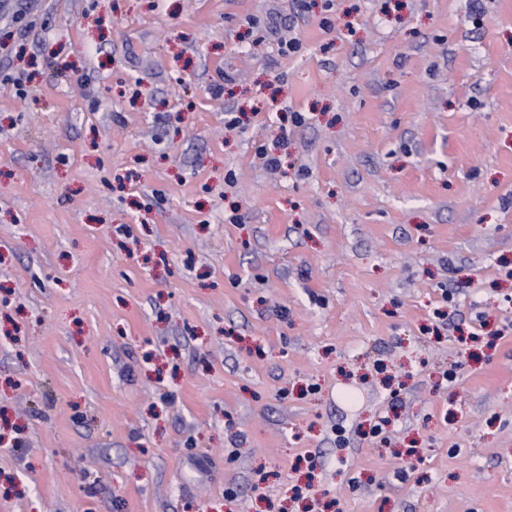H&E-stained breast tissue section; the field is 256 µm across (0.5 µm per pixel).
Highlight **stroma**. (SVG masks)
I'll return each mask as SVG.
<instances>
[{
    "instance_id": "stroma-1",
    "label": "stroma",
    "mask_w": 512,
    "mask_h": 512,
    "mask_svg": "<svg viewBox=\"0 0 512 512\" xmlns=\"http://www.w3.org/2000/svg\"><path fill=\"white\" fill-rule=\"evenodd\" d=\"M0 512H512V0H0Z\"/></svg>"
}]
</instances>
